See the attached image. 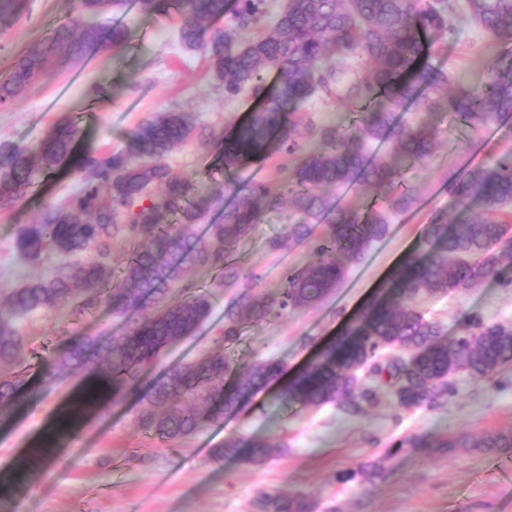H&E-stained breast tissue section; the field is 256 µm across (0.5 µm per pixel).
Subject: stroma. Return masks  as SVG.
Masks as SVG:
<instances>
[{"instance_id": "stroma-1", "label": "stroma", "mask_w": 512, "mask_h": 512, "mask_svg": "<svg viewBox=\"0 0 512 512\" xmlns=\"http://www.w3.org/2000/svg\"><path fill=\"white\" fill-rule=\"evenodd\" d=\"M76 17L74 0H22L20 14L0 26V71L40 42L52 29ZM131 39L124 48L105 50L91 61L50 69L8 108L0 109V143L36 147L63 115L81 119L83 145L95 150L120 146L128 132L162 110L192 113L211 139L234 132L255 102L244 95L228 101L201 54L185 52L177 25L159 16L131 14ZM501 45L480 27L459 21L431 62L467 87L486 82ZM440 144L424 164L408 172L417 188L412 208L397 215L385 239L351 264L344 284L322 304L267 323L244 326L230 353L238 363L263 357L285 362L295 374L321 350L341 338L366 304L384 296L395 270L415 251L424 224L437 210H451L444 178L449 170L483 165L512 149V117L498 122L495 137L472 133L464 123L438 116ZM209 147L191 141L168 162L175 172L209 183L223 181ZM74 185L58 175L45 186L0 211V286L35 276L51 258L31 264L14 251L17 228L32 223L43 205L64 197ZM288 209L266 213L237 256L238 280L213 291L210 320L199 335L168 347L163 367L186 362L210 348L224 322V307L241 283L266 292L279 287L283 270L306 258L302 246L274 252L270 238L286 236ZM417 307L456 336L463 319L480 314L486 322L512 326V288L487 282L461 294L420 296ZM120 325L105 309L72 318L68 309L34 317L27 328L32 353L29 385L0 417V469L26 464L37 470V488L14 482L0 490V512H253L259 489L303 492L319 504L343 512H512V449L460 448L428 456L408 449L382 480L342 483L339 472L379 459L392 442L424 436H481L512 431V368L496 380L475 382L451 376L455 394L434 408H395L382 399L365 416L347 418L335 405L309 408L283 402L279 384L256 392L237 414L208 427L175 448L141 431L134 422L137 393L124 404L86 410L63 436V422L89 380L64 373L43 382L40 372L66 336H108ZM240 436L258 438L275 451L260 466L239 458L215 460L212 448Z\"/></svg>"}]
</instances>
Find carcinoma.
<instances>
[{"label": "carcinoma", "instance_id": "cac0c4a2", "mask_svg": "<svg viewBox=\"0 0 512 512\" xmlns=\"http://www.w3.org/2000/svg\"><path fill=\"white\" fill-rule=\"evenodd\" d=\"M76 0L78 19L62 24L37 47L0 72V108L45 75L49 66L86 62L131 36L124 20L139 15L179 19L178 39L202 52L224 97L243 93L263 101L250 120L217 146L213 163L233 174L273 153L295 157L280 195L261 181L233 180L205 191L196 178L178 174L166 158L199 136L190 112L160 111L142 121L115 150H80L82 130L70 117L57 121L38 149L0 143V207L23 198L42 177L66 167L80 173L78 187L48 203L32 224L19 226L14 251L37 263L58 262L39 278L0 291V409L27 388L21 365L29 350L22 323L36 313L67 307L75 317L105 307L123 321L118 336H69L42 370L43 381L60 372H91L108 366L112 404L136 388L140 372L156 367L165 348L198 335L211 316V291L183 279L190 268L216 274L213 287L238 277L234 263L241 241L263 214L288 199L292 217L285 241L307 247L310 258L285 269L281 288L257 292L246 284L224 307V327L214 345L193 360L162 371L140 398L138 427L169 443L192 439L224 416L239 411L261 386L282 378L285 364L260 358L240 365L227 346L244 325L315 307L345 281L358 261L389 230L390 218L415 202L403 162L426 161L436 150L438 128L430 117L446 113L472 130L512 115V52L498 59L478 90L452 89L448 73L425 57L432 42L463 15L495 40L512 44V0H283L267 19V0ZM224 25H218L219 21ZM277 72L274 90L265 76ZM335 95L357 109L355 128L317 127L301 114L314 97ZM416 107L409 115L407 110ZM375 186L381 206L353 207L326 190ZM446 190L456 211L479 205L475 217L432 213L419 250L396 273L382 301L370 302L345 337L282 386L280 398L305 407L334 404L359 417L389 394L401 409L435 407L448 396V376L458 372L491 380L512 366V326L487 323L474 314L453 339L419 311L420 295L445 296L497 280L512 287V242L500 209L512 204V151L483 166L448 175ZM230 200L207 220L214 204ZM136 249L121 263L123 287L110 288L117 240ZM180 289L179 297L171 291ZM365 378H360L359 371ZM246 448L244 460L263 464L273 447L252 438L226 441L213 450L222 460ZM406 448H512V433L465 439L419 437L394 442L377 460L339 473L338 481H372ZM255 512H317L303 494L262 489Z\"/></svg>", "mask_w": 512, "mask_h": 512}]
</instances>
